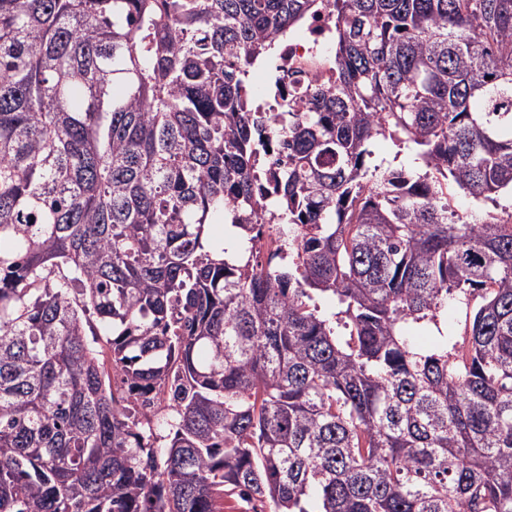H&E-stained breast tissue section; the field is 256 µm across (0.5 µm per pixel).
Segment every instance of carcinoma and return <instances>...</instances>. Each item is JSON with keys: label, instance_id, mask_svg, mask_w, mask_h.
<instances>
[{"label": "carcinoma", "instance_id": "cac0c4a2", "mask_svg": "<svg viewBox=\"0 0 512 512\" xmlns=\"http://www.w3.org/2000/svg\"><path fill=\"white\" fill-rule=\"evenodd\" d=\"M328 2L271 116L316 0H0V512H512V214L448 202L512 191V0ZM332 30L333 18L322 4L281 42L277 66L281 70L297 72L295 78L301 83L325 80L335 70ZM371 161L373 164H380L384 168L403 169L410 175H418L424 173L425 169L414 162V153L412 149H403L401 154L396 157L398 147L394 145L391 139L380 136L375 139L371 146ZM449 193L452 208L460 217H463L464 220H471L473 215L487 218L488 215L493 217H506L508 213H512V197L510 191L495 196L496 202L476 201L470 195L455 188H451ZM470 304L466 306L464 303L458 302L456 299L448 300V332L460 331L469 317H472L473 309L480 301L479 298L470 297Z\"/></svg>", "mask_w": 512, "mask_h": 512}]
</instances>
